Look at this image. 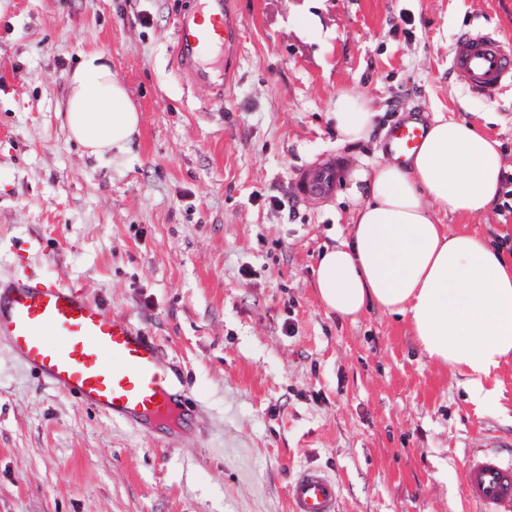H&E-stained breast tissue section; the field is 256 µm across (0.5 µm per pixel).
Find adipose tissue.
Segmentation results:
<instances>
[{
  "label": "adipose tissue",
  "mask_w": 512,
  "mask_h": 512,
  "mask_svg": "<svg viewBox=\"0 0 512 512\" xmlns=\"http://www.w3.org/2000/svg\"><path fill=\"white\" fill-rule=\"evenodd\" d=\"M342 141L368 139L376 112L349 90L330 114ZM140 115L110 59L92 50L67 76L64 123L72 139L100 158L124 151ZM500 142L476 123L435 115L407 165L388 161L352 172L347 238L326 248L314 271L324 307L356 318L376 307L408 322L422 352L462 376L489 406L483 381L512 356V256L466 229L504 192Z\"/></svg>",
  "instance_id": "adipose-tissue-1"
}]
</instances>
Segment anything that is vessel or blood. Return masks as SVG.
Instances as JSON below:
<instances>
[{
    "label": "vessel or blood",
    "mask_w": 512,
    "mask_h": 512,
    "mask_svg": "<svg viewBox=\"0 0 512 512\" xmlns=\"http://www.w3.org/2000/svg\"><path fill=\"white\" fill-rule=\"evenodd\" d=\"M242 20L234 0H192L175 35L174 58L193 88L223 95L237 69ZM451 70L468 92L496 99L512 88V47L496 32L462 33L451 49ZM426 127L410 116L392 125L385 138L390 162L408 163ZM340 159L317 163L294 187L300 198L333 192ZM0 339L15 356L53 387L84 405L145 430L164 427L172 413L194 412L196 402L172 376L151 336L127 318L112 314L80 291L47 278L0 280ZM486 438L466 462V499L477 512H512V457ZM339 487L326 473L306 469L293 480L291 512H337Z\"/></svg>",
    "instance_id": "obj_1"
}]
</instances>
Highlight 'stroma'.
<instances>
[{"mask_svg":"<svg viewBox=\"0 0 512 512\" xmlns=\"http://www.w3.org/2000/svg\"><path fill=\"white\" fill-rule=\"evenodd\" d=\"M189 0H0V279L74 287L146 330L198 392L190 428L150 433L42 381L0 340V512H290L306 468L338 512H476L461 474L485 436L512 442V359L474 401L380 309L341 318L313 271L350 230L346 186L298 200V172L384 160L416 110L476 121L512 174V93L457 85L460 31L512 46V0H237L223 101L174 64ZM112 60L141 120L98 159L63 123L82 52ZM372 99L369 139L341 142L342 90Z\"/></svg>","mask_w":512,"mask_h":512,"instance_id":"35a3bbf8","label":"stroma"}]
</instances>
